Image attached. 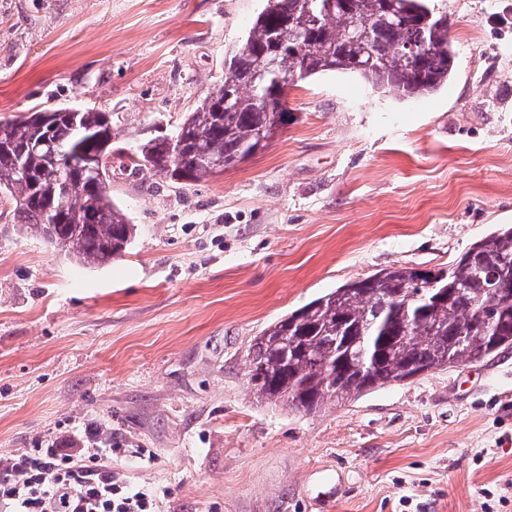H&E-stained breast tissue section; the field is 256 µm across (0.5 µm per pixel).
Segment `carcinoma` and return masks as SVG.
Masks as SVG:
<instances>
[{"instance_id": "cac0c4a2", "label": "carcinoma", "mask_w": 512, "mask_h": 512, "mask_svg": "<svg viewBox=\"0 0 512 512\" xmlns=\"http://www.w3.org/2000/svg\"><path fill=\"white\" fill-rule=\"evenodd\" d=\"M264 2L242 44L224 57L222 96L207 93L171 132L134 149L135 169L153 185L191 186L263 149L288 125L289 77L342 72L417 97L452 74L448 14L427 0ZM110 157L112 115L95 107L74 115L51 106L0 120V193L10 195L18 223L86 269L111 265L137 236L112 201ZM505 258L512 259V225L434 269L430 287L419 283L417 268L403 266L346 283L254 337L248 384L268 404L317 413L511 348Z\"/></svg>"}]
</instances>
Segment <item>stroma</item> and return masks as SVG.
Listing matches in <instances>:
<instances>
[{
  "mask_svg": "<svg viewBox=\"0 0 512 512\" xmlns=\"http://www.w3.org/2000/svg\"><path fill=\"white\" fill-rule=\"evenodd\" d=\"M430 4L456 50L435 93L312 76L266 148L150 190L129 153L223 83L263 0H0V119L110 112L112 199L138 226L88 270L0 196L1 465L86 427L161 512H512V348L316 414L247 384L277 319L512 224V0Z\"/></svg>",
  "mask_w": 512,
  "mask_h": 512,
  "instance_id": "obj_1",
  "label": "stroma"
}]
</instances>
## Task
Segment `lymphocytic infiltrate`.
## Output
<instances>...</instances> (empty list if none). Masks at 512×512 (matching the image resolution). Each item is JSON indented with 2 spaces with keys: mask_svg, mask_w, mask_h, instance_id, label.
I'll return each mask as SVG.
<instances>
[{
  "mask_svg": "<svg viewBox=\"0 0 512 512\" xmlns=\"http://www.w3.org/2000/svg\"><path fill=\"white\" fill-rule=\"evenodd\" d=\"M157 500L121 485L111 444L87 436L23 451L0 468V512H158Z\"/></svg>",
  "mask_w": 512,
  "mask_h": 512,
  "instance_id": "lymphocytic-infiltrate-1",
  "label": "lymphocytic infiltrate"
}]
</instances>
